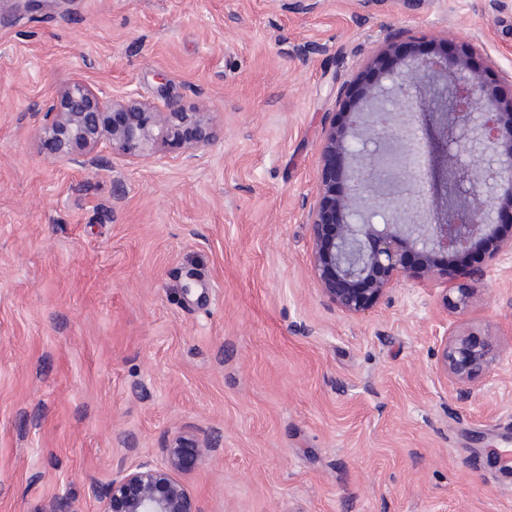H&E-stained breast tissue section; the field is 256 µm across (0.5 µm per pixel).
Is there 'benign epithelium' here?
<instances>
[{
  "label": "benign epithelium",
  "instance_id": "benign-epithelium-1",
  "mask_svg": "<svg viewBox=\"0 0 512 512\" xmlns=\"http://www.w3.org/2000/svg\"><path fill=\"white\" fill-rule=\"evenodd\" d=\"M401 46L389 45L366 65L371 80L359 85L358 103L347 111L343 126L324 129L322 141L323 188L316 210L309 216L312 238L311 264L323 297L337 310L360 315L379 304L391 287L408 275L426 282L439 279L446 306L468 309L473 289L460 280L479 277L483 269L462 265L456 259L481 247L492 233L493 203L476 199L459 224H422L415 209L400 211L392 199L419 196V183L427 178L431 187L448 180V172L435 161L436 131L426 113L415 111L410 83L421 76L448 67V54L433 52L417 57L413 67L402 69L389 63L400 61ZM464 72L453 86L451 108L461 117L476 109L480 122L473 140L492 149L503 147L497 165L476 168V176L493 179L512 189V75L495 80L484 77L473 53L463 50L455 58ZM403 101L430 145L426 164L419 163L420 140L407 133L401 114L387 109V102ZM39 137L49 141L58 161L80 169L96 167L102 154L147 158L159 142L193 132L187 146L189 157L209 145L216 135L214 113L206 107L187 112L171 100L158 108L133 95L108 101L81 78L60 86L40 103ZM387 130L385 147L373 152L353 151L352 140ZM392 157L399 177L377 183V172L386 157ZM350 182L349 195L336 198V175ZM379 213L388 214L385 224L372 223ZM512 252V237L499 238L483 255V265L493 264L503 252ZM476 332L463 327L440 344L439 369L456 389L459 400L471 397L476 380L489 373L499 355L492 335L475 339ZM207 441L180 433L164 449L165 463L143 462L112 478L103 512H198L195 500L177 478L191 458L209 451Z\"/></svg>",
  "mask_w": 512,
  "mask_h": 512
}]
</instances>
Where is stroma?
Masks as SVG:
<instances>
[{"label":"stroma","mask_w":512,"mask_h":512,"mask_svg":"<svg viewBox=\"0 0 512 512\" xmlns=\"http://www.w3.org/2000/svg\"><path fill=\"white\" fill-rule=\"evenodd\" d=\"M389 43L510 74L512 0H0V512H101L178 432L211 445L178 474L199 512H512V254L463 314L406 277L348 316L311 267L323 128ZM76 77L207 106L217 136L57 162L35 110ZM472 128L423 220L491 195ZM464 323L500 343L465 402L437 365Z\"/></svg>","instance_id":"1"}]
</instances>
